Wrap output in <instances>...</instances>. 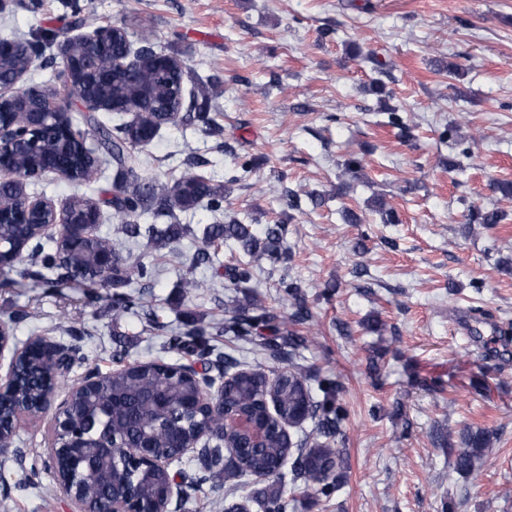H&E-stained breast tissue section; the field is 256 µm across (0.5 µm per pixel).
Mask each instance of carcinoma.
Returning <instances> with one entry per match:
<instances>
[{
	"label": "carcinoma",
	"mask_w": 512,
	"mask_h": 512,
	"mask_svg": "<svg viewBox=\"0 0 512 512\" xmlns=\"http://www.w3.org/2000/svg\"><path fill=\"white\" fill-rule=\"evenodd\" d=\"M54 35L37 33L28 39L18 40L24 54L31 58L39 51L49 48ZM139 78L154 85L153 95L141 100L144 108L151 111V116L158 126L167 124L166 109L172 104L170 98V78L168 73L142 68ZM73 125V117L68 115L65 122L51 132L46 143L61 149L59 163L65 169H72L70 181L81 180L86 167L97 168L99 158H89L79 154L78 150L63 148L65 128ZM99 135L100 147L105 155L120 169L118 180L114 185L112 206L124 219L121 230L134 237L143 236L144 251L147 253L168 249L162 258L174 255L171 244L177 242L188 229L176 221V212L194 209L207 201L206 208L212 213L224 210V183L211 177L188 174L172 183L152 182L144 185L134 178L127 180L125 175L134 173L139 164L138 148L146 143L142 139L141 129L126 126L112 134V130L95 124ZM156 203L157 216L165 217L170 224L164 228L150 225L141 229L134 223L148 205ZM502 214L497 210L473 209L468 214L471 224L490 228L498 224ZM285 227L282 224H269L263 236L254 233L250 224L232 220L225 224H207L203 228L199 245L192 257L191 267L213 264L214 257L226 240L236 241L250 257L224 274V287L230 291H239L249 287L253 277V264L270 261L277 262L285 253ZM0 239L16 245L20 252L13 256V265L23 261L29 267L21 270V275L36 274L39 266L46 270L79 272L90 275L82 258L97 248L110 245L106 238L96 237L75 245L65 254L58 248L46 250L44 244L33 237L29 224H0ZM154 267L145 264L141 257L124 258L116 256L112 274L100 275L96 280L114 288L129 286L133 278L150 280ZM282 300L289 306L283 315L272 312L259 304L248 307L224 308V335L237 341H245L265 351L273 359L285 358V352L276 342V337H288V347L296 352L305 347L309 341L308 334L297 329L312 322V313L307 306L297 282L280 283ZM168 349L178 353L184 359H202L209 354L205 331L202 328L177 333L170 336ZM112 361L120 368L104 374L97 388L91 392L72 395L71 420L74 426L84 427L94 419L97 428L92 437L107 442L112 447L110 466L122 470L128 467L125 449L147 441L159 452L173 453L172 440L168 433L171 424L178 426L185 439H193L199 429L210 424L214 433L204 440L199 449L197 461L200 468L209 474L224 473V480L250 476L265 472L270 482L253 490L249 500L264 509V512H288V487L282 482L281 469L290 457H295L292 474L294 489L317 503L330 500L339 488V476L336 473V457L339 452L332 448L331 442L346 416L345 408L338 402L340 385L333 380L323 379L317 389H312L309 378L301 369L288 368V382L272 387L265 371L255 366L241 370L234 382L224 387V408L229 411H250L259 417L264 428L262 447H250L244 436L224 437L220 420L207 417L202 410L188 411L185 402L192 399L200 384L201 375L192 372L184 377L169 371L166 362L151 360L144 362H125V351L112 350ZM45 363L37 354H30L20 365V377L16 389V399L21 402L35 401L48 383L58 386L65 381L44 378ZM112 398V414L104 415L99 410V398ZM274 400L277 412L269 415L264 403ZM307 402L313 407V419L316 424L312 431L313 444L309 448H289L281 440L279 420L288 417L297 406ZM497 433L489 428H466L460 434L461 450L454 462V469L466 474L470 472L475 461L482 458L494 447ZM229 442L243 449L242 459L224 460V442ZM171 473L157 470H144L133 477L130 490L144 506L153 503L157 490L165 485ZM82 497L89 502L96 512H109L112 506L111 475L105 471L95 470L83 476L80 489Z\"/></svg>",
	"instance_id": "carcinoma-1"
}]
</instances>
